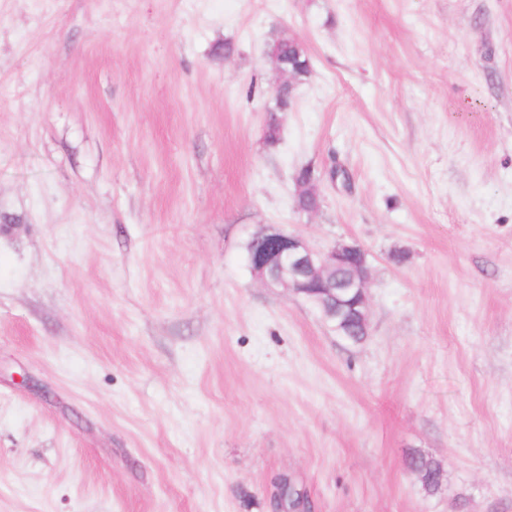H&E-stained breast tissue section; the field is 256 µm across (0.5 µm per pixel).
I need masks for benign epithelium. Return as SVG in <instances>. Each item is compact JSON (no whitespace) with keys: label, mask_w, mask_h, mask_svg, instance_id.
Wrapping results in <instances>:
<instances>
[{"label":"benign epithelium","mask_w":512,"mask_h":512,"mask_svg":"<svg viewBox=\"0 0 512 512\" xmlns=\"http://www.w3.org/2000/svg\"><path fill=\"white\" fill-rule=\"evenodd\" d=\"M249 260L254 275L268 288H286L324 308L322 317L336 334L352 335L348 320L361 318L369 331L367 306L368 259L355 243L341 242L317 251L299 235L262 230L251 240ZM275 512H310L304 493L275 498Z\"/></svg>","instance_id":"benign-epithelium-1"}]
</instances>
